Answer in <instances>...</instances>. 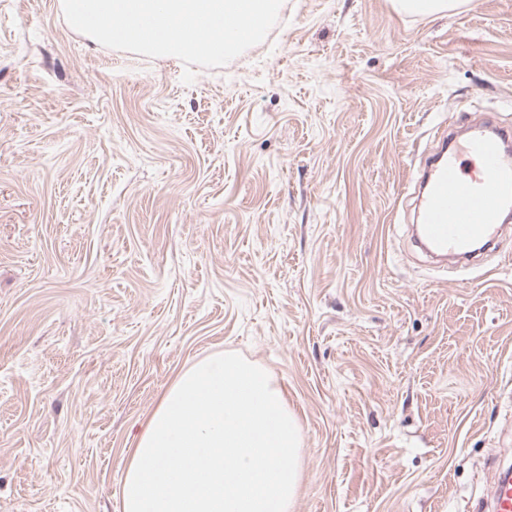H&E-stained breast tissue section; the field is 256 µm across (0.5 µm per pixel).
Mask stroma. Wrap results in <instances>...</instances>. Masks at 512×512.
Segmentation results:
<instances>
[{
    "label": "stroma",
    "instance_id": "stroma-1",
    "mask_svg": "<svg viewBox=\"0 0 512 512\" xmlns=\"http://www.w3.org/2000/svg\"><path fill=\"white\" fill-rule=\"evenodd\" d=\"M0 0V512H122L132 448L216 353L302 428L291 512H479L512 467V237L407 236L437 127H512V0H284L220 68ZM399 10L423 15L438 14L462 6L461 0H395Z\"/></svg>",
    "mask_w": 512,
    "mask_h": 512
}]
</instances>
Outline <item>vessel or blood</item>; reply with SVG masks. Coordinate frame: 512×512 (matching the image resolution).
Here are the masks:
<instances>
[{
	"label": "vessel or blood",
	"instance_id": "1",
	"mask_svg": "<svg viewBox=\"0 0 512 512\" xmlns=\"http://www.w3.org/2000/svg\"><path fill=\"white\" fill-rule=\"evenodd\" d=\"M510 142L512 130L490 124L441 139L419 179L416 233L428 253L461 259L498 249L502 216L512 211ZM486 508L512 512V475H500Z\"/></svg>",
	"mask_w": 512,
	"mask_h": 512
}]
</instances>
